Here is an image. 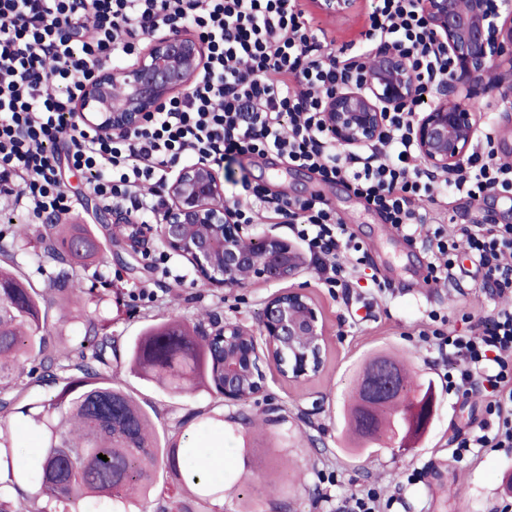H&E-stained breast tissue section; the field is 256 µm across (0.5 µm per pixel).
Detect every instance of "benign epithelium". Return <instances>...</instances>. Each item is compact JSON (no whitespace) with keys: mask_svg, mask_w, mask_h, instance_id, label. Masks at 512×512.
Listing matches in <instances>:
<instances>
[{"mask_svg":"<svg viewBox=\"0 0 512 512\" xmlns=\"http://www.w3.org/2000/svg\"><path fill=\"white\" fill-rule=\"evenodd\" d=\"M320 12L346 16L356 0H312ZM424 15L436 40L448 50L452 72L437 99L416 115L412 140L430 171L456 172L479 138L478 113L496 102L512 101V0H422ZM206 48L183 26L152 32L136 61L121 68L115 86L114 70L97 68L73 105L86 126L103 137L129 133L142 126L156 108L187 90L202 71ZM415 77L406 58L392 46L382 47L363 60L359 84L327 97L321 120L336 140L350 151L369 147L383 135L386 116L414 96ZM159 233L166 247L186 258L198 277L226 288L244 272L265 278L273 269L286 278L303 264L301 253L287 241L261 239V254L246 248L244 225L224 208V182L205 163L180 167L165 186V206ZM245 329L230 322L207 336L224 350V401L237 403L246 378H256L251 396L265 388L262 364L275 350L288 349V367L281 375L290 382L309 381L324 366L325 329L321 311L303 289L272 297L264 306L258 327L261 342H253L256 363L241 364L235 351ZM368 394L388 405L404 400L394 376L373 384Z\"/></svg>","mask_w":512,"mask_h":512,"instance_id":"1","label":"benign epithelium"}]
</instances>
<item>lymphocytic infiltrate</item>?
I'll return each instance as SVG.
<instances>
[{"label": "lymphocytic infiltrate", "instance_id": "lymphocytic-infiltrate-1", "mask_svg": "<svg viewBox=\"0 0 512 512\" xmlns=\"http://www.w3.org/2000/svg\"><path fill=\"white\" fill-rule=\"evenodd\" d=\"M175 23L206 44L197 81L133 132L104 138L79 125L71 104L92 71L136 56L150 28ZM385 43L407 57L417 97L390 112L368 152L342 150L322 124L324 101L358 83L360 59ZM448 68L421 0H371L365 42L344 60L319 38L299 0H0V191L44 221L78 205L63 188V169L85 171L90 194L151 220L179 163L219 169L237 156L274 154L325 183L345 184L406 240L424 236L434 283L464 278L469 287L512 295V224H443L433 176L416 162L411 124ZM448 186L474 204L512 192V165L491 150L475 153ZM225 204L237 223L268 216L288 225L326 288L350 287L367 257L324 197L271 200L245 181ZM429 319L452 362L444 374L449 389L484 396L480 432L456 436L455 456L512 449V307L475 316L468 334L437 312Z\"/></svg>", "mask_w": 512, "mask_h": 512}]
</instances>
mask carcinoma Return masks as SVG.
Instances as JSON below:
<instances>
[{"instance_id":"obj_1","label":"carcinoma","mask_w":512,"mask_h":512,"mask_svg":"<svg viewBox=\"0 0 512 512\" xmlns=\"http://www.w3.org/2000/svg\"><path fill=\"white\" fill-rule=\"evenodd\" d=\"M44 256L61 264L53 284L63 305H75L71 320L83 339L93 344L92 359L106 364L105 351L112 337L99 335L103 319L99 304L104 291L86 286L80 271L96 262L107 265L108 249L81 224H50ZM48 323L44 292L31 287L10 264H0V409L21 401L23 392H13L15 380L33 377L57 387L49 405L32 414L44 430V447L34 478L37 495L47 504L88 509L100 502L107 507L132 499L158 500L157 512H203L206 499L196 497L189 504L166 494L157 480V467L168 463L180 476L179 458L189 461L197 449L180 448L177 442L160 437L152 429L149 413L137 400L112 380V371L92 368L83 349L62 355L47 340ZM129 366L145 380L175 395L205 385L220 391L217 381L220 360L208 348L204 336L186 324L171 319L147 327L129 347ZM391 368L407 400L391 406L366 398L371 372ZM420 384L404 363L390 355L378 354L361 368L356 396L348 407L349 439L356 448L394 439L414 426L413 404L426 407L431 388L419 399L410 397ZM107 456L102 460L99 455Z\"/></svg>"}]
</instances>
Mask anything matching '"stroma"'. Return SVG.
<instances>
[{"label":"stroma","mask_w":512,"mask_h":512,"mask_svg":"<svg viewBox=\"0 0 512 512\" xmlns=\"http://www.w3.org/2000/svg\"><path fill=\"white\" fill-rule=\"evenodd\" d=\"M369 0H357L344 18L315 14L327 41L335 46L357 44L369 27ZM225 194L236 191L235 180L248 177L269 195L303 199L323 195L363 243L368 253L366 275L357 285L336 291L323 288L312 263H304L287 279H252L234 288L205 285L184 258L170 255L167 271L153 269L147 254L163 251L156 225L140 227L139 242L130 245L125 224L103 222L105 207L86 192L87 174L64 171L63 188L81 200L77 213L62 216L65 224H81L111 247L107 269L117 281L101 304L109 316L112 374L136 396L151 416L160 436L175 438L181 447L209 448L223 443L224 508L207 512H342L353 493L376 490L381 512H512V450L457 458L450 443L455 433L475 434L481 419V399L449 392L437 347L418 331L427 310L447 315L459 332L470 328L469 316L493 307L489 296L470 288L423 281L421 267L430 256L422 244L393 235L389 225L343 184L327 185L305 169L287 167L280 158L240 156L220 169ZM441 209L454 223H471L475 211L493 223L512 224V198L489 196L479 209L447 194ZM45 229L0 195V252L11 254L19 273L33 287L46 289L59 263L44 259L40 239ZM387 278L392 291L378 299L369 275ZM152 289L153 302L135 301L130 289ZM301 288L321 309L326 335L325 364L310 381L284 379L276 364L264 367L266 388L247 402L227 405L200 388L177 396L132 372L126 362L131 342L148 325L177 319L210 331L214 322L238 323L257 329L266 301L275 294ZM402 358L411 372L432 381L434 403L425 432L409 440L407 449L381 442L364 449L351 447L345 413L356 386L360 365L373 354ZM15 450L13 473L35 472L43 445L26 417L10 416Z\"/></svg>","instance_id":"35a3bbf8"}]
</instances>
